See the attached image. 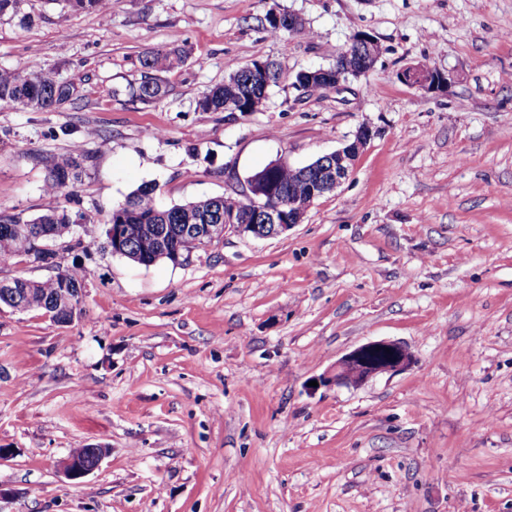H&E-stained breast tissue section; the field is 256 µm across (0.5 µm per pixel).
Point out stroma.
Wrapping results in <instances>:
<instances>
[{"label":"stroma","mask_w":512,"mask_h":512,"mask_svg":"<svg viewBox=\"0 0 512 512\" xmlns=\"http://www.w3.org/2000/svg\"><path fill=\"white\" fill-rule=\"evenodd\" d=\"M301 33L268 30L272 7ZM0 19V68L37 62L82 96L0 104V208L67 210L54 248L87 271L59 324L0 304V512H512V0H112L79 13L25 0ZM373 68L318 95L354 34ZM178 44L169 94L131 97L141 57ZM278 64L259 111L203 112L231 66ZM439 69L447 89L403 83ZM371 139L287 233L226 231L188 261L104 251L139 186L166 206L245 194L274 160L307 165ZM83 143L68 195L46 157ZM411 365L359 387L316 380L354 347ZM106 454L86 477L73 449ZM352 42L359 46V52L361 53L363 58L360 68L356 70L354 73H356V75L366 73L373 67L378 58L379 48L377 42L370 36L361 33L355 36L352 39ZM363 44L365 45L366 51L362 50ZM73 451V453L83 455L86 460L90 462L92 456L89 453L88 447L83 446L82 448H76ZM105 451V448H94L92 463L83 461L72 453L64 462L63 474L69 480H77L86 476L100 465L105 455Z\"/></svg>","instance_id":"obj_1"}]
</instances>
